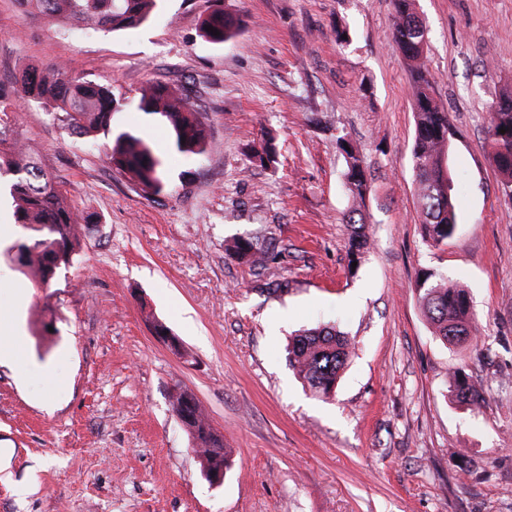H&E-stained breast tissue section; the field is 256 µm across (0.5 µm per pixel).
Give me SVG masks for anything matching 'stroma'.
I'll list each match as a JSON object with an SVG mask.
<instances>
[{
    "label": "stroma",
    "mask_w": 512,
    "mask_h": 512,
    "mask_svg": "<svg viewBox=\"0 0 512 512\" xmlns=\"http://www.w3.org/2000/svg\"><path fill=\"white\" fill-rule=\"evenodd\" d=\"M240 33L206 41L213 10ZM433 95L454 132L447 166L457 229L424 239L413 172L415 122L391 0H163L142 26L78 34L0 0V91L12 135L40 160L94 233L54 285L34 287L6 258L25 230L0 196V512H512V196L491 159L489 107L512 92V0H416ZM346 31L338 41V31ZM58 63L110 85L116 129L165 148L169 129L136 108L162 83L206 124L205 152L168 156L144 198L14 77ZM355 144L372 186L370 247L350 265L353 201L337 137ZM273 162L250 164L249 147ZM250 238L277 258L253 269L227 247ZM459 282L479 339L433 336L425 272ZM58 332L41 333L42 309ZM182 344L155 340L149 319ZM352 340L334 397L288 366L295 331ZM461 368L487 402L448 397ZM192 391L232 451L209 482L171 411Z\"/></svg>",
    "instance_id": "stroma-1"
}]
</instances>
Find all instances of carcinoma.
Wrapping results in <instances>:
<instances>
[{
	"mask_svg": "<svg viewBox=\"0 0 512 512\" xmlns=\"http://www.w3.org/2000/svg\"><path fill=\"white\" fill-rule=\"evenodd\" d=\"M24 16H42L63 27L77 24L95 32H116L135 28L152 16L157 0H17ZM392 38L409 61L415 112L412 149L415 181L419 190L424 237L433 246L448 242L456 230L451 185L446 172L448 157V113L432 93L431 75L424 62L426 28L413 10V0H393ZM203 36L212 44H222L238 35L241 20L215 11L206 17ZM220 32L215 36L206 27ZM24 96L51 109L59 121L78 137L108 139V163L126 174L148 197L159 193L167 182L166 153L147 138L132 131H116L109 86L86 80L60 64L32 67L18 78ZM137 108L148 116H158L171 127L172 151L186 157L204 152L205 129L188 99L163 84H152L141 93ZM505 133H499L500 129ZM488 139L493 163L505 183L512 184V93L490 106ZM347 163L346 179L352 197L364 201L363 158L358 149L342 150ZM12 175L9 196L14 203L16 223L26 229L8 255L17 269L39 288L56 281L67 268L80 245L81 232L90 224H80L59 186L17 139L11 137L7 107L0 108V177ZM352 224L348 255L357 262L369 245L364 218L348 217ZM229 251L252 266L266 263L268 251L249 241L237 240ZM420 303L434 336L446 345H461L477 335L470 297L466 288L443 275L428 272L420 289ZM351 354L349 338L334 327H313L296 333L288 344V363L302 383L316 396L328 399ZM452 399L470 410L486 401L484 385L462 370L450 375ZM172 412H187L185 425L195 451L203 459L205 474L229 468L224 437L204 416L195 395L180 389L172 396Z\"/></svg>",
	"mask_w": 512,
	"mask_h": 512,
	"instance_id": "carcinoma-1",
	"label": "carcinoma"
}]
</instances>
